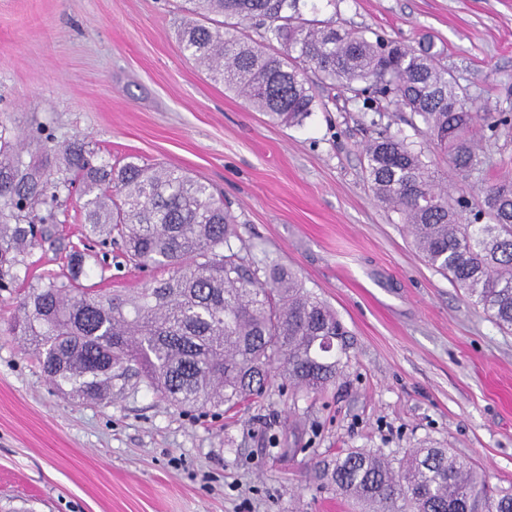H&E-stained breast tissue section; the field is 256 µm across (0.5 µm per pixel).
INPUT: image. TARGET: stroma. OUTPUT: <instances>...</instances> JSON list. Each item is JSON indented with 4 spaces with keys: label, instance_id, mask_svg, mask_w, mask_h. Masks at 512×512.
<instances>
[{
    "label": "stroma",
    "instance_id": "35a3bbf8",
    "mask_svg": "<svg viewBox=\"0 0 512 512\" xmlns=\"http://www.w3.org/2000/svg\"><path fill=\"white\" fill-rule=\"evenodd\" d=\"M180 0H0V126L91 142L115 162L174 165L212 184L255 259L297 273L350 333L351 364L321 394L280 390L238 413L183 411L144 383L87 403L48 383L26 342L0 332V512H358L314 464L349 448L394 458L435 446L512 487V332L426 264L365 179L363 100L314 87L303 125H273L212 83L178 41ZM338 31L433 41L461 97L512 109V0H300ZM512 176V132L485 145L471 202ZM0 288V324L38 275L65 274L84 226L76 197Z\"/></svg>",
    "mask_w": 512,
    "mask_h": 512
}]
</instances>
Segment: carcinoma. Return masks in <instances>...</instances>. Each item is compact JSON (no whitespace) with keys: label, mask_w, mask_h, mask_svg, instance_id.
Instances as JSON below:
<instances>
[{"label":"carcinoma","mask_w":512,"mask_h":512,"mask_svg":"<svg viewBox=\"0 0 512 512\" xmlns=\"http://www.w3.org/2000/svg\"><path fill=\"white\" fill-rule=\"evenodd\" d=\"M299 0H184L180 34L188 59L215 83L237 91L269 121L300 126L321 83L375 104L410 112L426 128L417 146L384 129L364 148L375 200L397 212L435 271L472 305L512 331V180L482 192L467 224L458 221L467 191L452 206L428 154L439 151L465 178L483 163L473 138L512 128V113L474 112L459 97L434 43L417 49L338 32L304 16ZM263 28L250 38L243 24ZM283 50H271L273 43ZM20 142L0 130V275L26 264V249L59 224L58 202L82 186L87 226L71 246L69 275L45 274L7 332L35 343L49 381L90 401L112 397V381L136 376L180 409L229 412L263 395L272 377L322 392L349 367L336 313L297 274L259 263L235 245V219L213 187L185 170L133 161L92 162L79 140L55 149L64 174L24 162ZM489 223L481 224L482 216ZM114 244L137 269L168 271L126 293L84 286L94 245ZM321 486L363 512H512V491L489 489L487 476L447 448H417L398 461L380 450L348 449L314 467Z\"/></svg>","instance_id":"cac0c4a2"}]
</instances>
